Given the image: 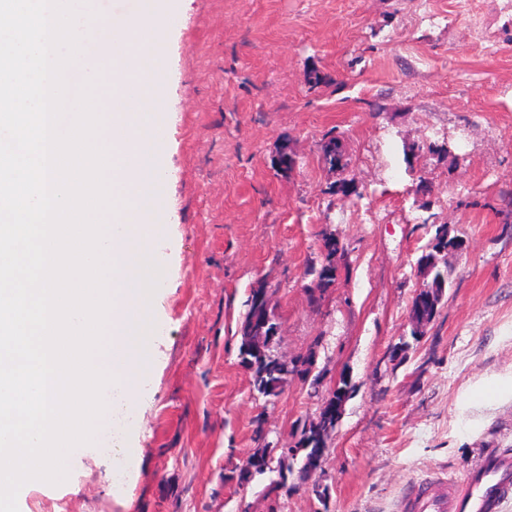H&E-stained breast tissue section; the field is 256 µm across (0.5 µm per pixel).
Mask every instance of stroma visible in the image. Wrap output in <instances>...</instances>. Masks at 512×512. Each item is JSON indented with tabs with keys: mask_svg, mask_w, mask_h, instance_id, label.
I'll return each instance as SVG.
<instances>
[{
	"mask_svg": "<svg viewBox=\"0 0 512 512\" xmlns=\"http://www.w3.org/2000/svg\"><path fill=\"white\" fill-rule=\"evenodd\" d=\"M159 0L156 124L165 174L150 223L163 263L151 301L164 343L127 426L131 465L114 493L98 444L66 481L29 483L21 512H398L408 485L452 479L487 448H512V9L505 0ZM335 131L345 166L321 158ZM298 166L277 174L281 148ZM349 194H331L338 181ZM427 192H419L420 182ZM463 250L406 354L428 225ZM346 245L334 290L312 302L305 270L323 234ZM267 284L286 359L316 349L318 393L293 379L255 399L240 364L246 301ZM353 393L320 466L301 482L241 486L231 468L315 417L340 375ZM502 394L478 402L487 384Z\"/></svg>",
	"mask_w": 512,
	"mask_h": 512,
	"instance_id": "stroma-1",
	"label": "stroma"
}]
</instances>
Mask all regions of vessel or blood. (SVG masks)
I'll return each instance as SVG.
<instances>
[{
  "mask_svg": "<svg viewBox=\"0 0 512 512\" xmlns=\"http://www.w3.org/2000/svg\"><path fill=\"white\" fill-rule=\"evenodd\" d=\"M512 501V449L488 453L462 480L434 478L415 484L400 512H502Z\"/></svg>",
  "mask_w": 512,
  "mask_h": 512,
  "instance_id": "b4317fda",
  "label": "vessel or blood"
}]
</instances>
